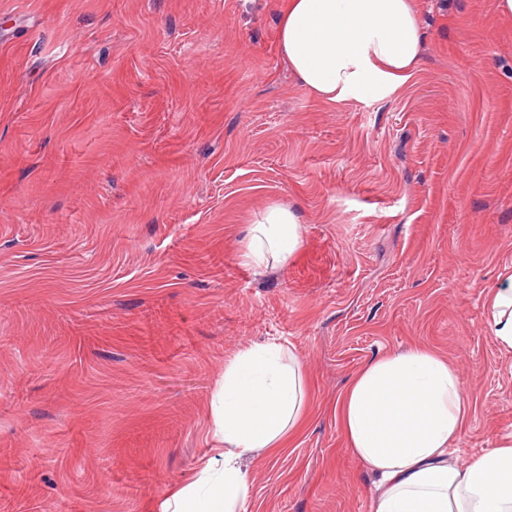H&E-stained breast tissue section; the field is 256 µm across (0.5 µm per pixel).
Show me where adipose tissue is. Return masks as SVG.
Listing matches in <instances>:
<instances>
[{
	"label": "adipose tissue",
	"mask_w": 512,
	"mask_h": 512,
	"mask_svg": "<svg viewBox=\"0 0 512 512\" xmlns=\"http://www.w3.org/2000/svg\"><path fill=\"white\" fill-rule=\"evenodd\" d=\"M415 0H285L278 49L299 86L332 104L386 99L419 73ZM298 217L269 205L250 225L241 260L285 265L299 250ZM491 333L512 351V270L487 301ZM459 372L426 348L366 362L336 398L351 451L377 479L371 512H512V438L466 465L452 458L466 413ZM303 373L286 348L256 344L224 370L212 398L213 437L224 467L205 466L172 490L160 512H244L251 485L240 462L282 449L305 420Z\"/></svg>",
	"instance_id": "obj_1"
}]
</instances>
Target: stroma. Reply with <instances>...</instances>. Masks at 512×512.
Wrapping results in <instances>:
<instances>
[{
    "label": "stroma",
    "mask_w": 512,
    "mask_h": 512,
    "mask_svg": "<svg viewBox=\"0 0 512 512\" xmlns=\"http://www.w3.org/2000/svg\"><path fill=\"white\" fill-rule=\"evenodd\" d=\"M281 0H0V512H160L218 459L235 355L282 345L307 420L243 464L246 512H370L334 416L370 359L463 380L458 464L512 435L487 298L512 268V19L419 0L420 73L383 100L303 90ZM287 265L242 263L269 204Z\"/></svg>",
    "instance_id": "35a3bbf8"
}]
</instances>
